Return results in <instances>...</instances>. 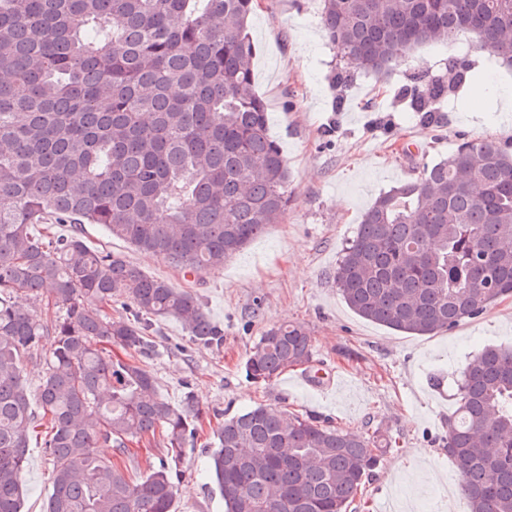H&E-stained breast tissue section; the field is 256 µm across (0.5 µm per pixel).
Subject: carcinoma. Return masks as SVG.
Wrapping results in <instances>:
<instances>
[{
    "label": "carcinoma",
    "mask_w": 512,
    "mask_h": 512,
    "mask_svg": "<svg viewBox=\"0 0 512 512\" xmlns=\"http://www.w3.org/2000/svg\"><path fill=\"white\" fill-rule=\"evenodd\" d=\"M253 0H0V512H21L30 434L43 428L46 512H170L200 409L158 396L141 364L152 318L220 349L188 291L110 251L72 220L200 274L285 214L288 167L252 90ZM323 28L350 70L379 72L420 45L473 37L512 61V0H323ZM414 76L429 122L450 95ZM43 225L36 234L33 225ZM360 317L431 336L512 295V152L471 140L365 211L336 271ZM43 310L27 308V301ZM122 310L112 315V304ZM54 337L42 352L43 339ZM303 326L266 329L245 362L256 383L310 362ZM42 375L30 401L25 362ZM164 430L166 457L132 480L123 457ZM392 440L259 404L224 419L210 472L225 512H348ZM113 448L114 458L99 449ZM448 456L465 512H512V353L463 372Z\"/></svg>",
    "instance_id": "obj_1"
}]
</instances>
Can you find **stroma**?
<instances>
[{
	"instance_id": "stroma-1",
	"label": "stroma",
	"mask_w": 512,
	"mask_h": 512,
	"mask_svg": "<svg viewBox=\"0 0 512 512\" xmlns=\"http://www.w3.org/2000/svg\"><path fill=\"white\" fill-rule=\"evenodd\" d=\"M321 8V0H257L249 24L255 89L290 173L291 204L280 223L195 277L112 237L103 225L82 226L87 245L122 254L191 292L224 329V346L216 351L194 345L178 320H159L158 351L144 361L164 399L176 406L191 392L201 409L197 441L177 466L171 512H224L208 475L214 432L225 414L260 403L392 438L357 512H378L395 494L410 512H457L459 480L444 438L458 381L485 346L512 349V296L451 330L410 336L357 316L336 285L341 254L380 194L417 178L460 142L492 138L512 145V113L498 110L499 92L512 91V66L454 40L423 45L391 72L359 73L343 86L333 76L345 63L324 32ZM462 56L475 84L460 85L451 100L437 103L433 121L423 122L404 89L418 72L451 80L448 62ZM284 321L310 331L311 362L254 383L244 363L262 332ZM308 369L343 374L346 384L332 394L311 389L300 383ZM21 480L28 490L22 512H46L51 483L40 434L30 436Z\"/></svg>"
}]
</instances>
